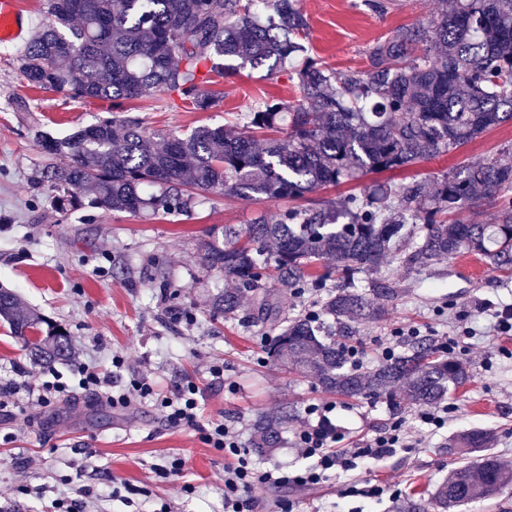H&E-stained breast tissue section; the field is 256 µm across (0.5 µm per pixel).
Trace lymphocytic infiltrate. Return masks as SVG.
<instances>
[{
    "label": "lymphocytic infiltrate",
    "instance_id": "obj_1",
    "mask_svg": "<svg viewBox=\"0 0 512 512\" xmlns=\"http://www.w3.org/2000/svg\"><path fill=\"white\" fill-rule=\"evenodd\" d=\"M80 389L100 397L113 408H125L147 401L159 406L171 427H195L200 422L199 388L187 382L174 395L155 389L151 379L134 373L129 383L111 389V380L95 368L80 365L75 369ZM66 383L43 382L40 386L18 388L14 383L0 384V410L7 408L26 413L50 406L58 394L67 392ZM332 405L308 408L295 434L294 448L309 467L289 471L280 467L260 468L244 448V428L221 421L209 422L203 429V439L210 448L232 457L234 463L224 471V512H252L250 492L259 486L309 488L337 475H347L362 465L380 461L393 454L412 452L419 444L417 433L408 431L402 423L380 429L355 448H340L329 426Z\"/></svg>",
    "mask_w": 512,
    "mask_h": 512
}]
</instances>
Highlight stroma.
Returning <instances> with one entry per match:
<instances>
[{
  "label": "stroma",
  "mask_w": 512,
  "mask_h": 512,
  "mask_svg": "<svg viewBox=\"0 0 512 512\" xmlns=\"http://www.w3.org/2000/svg\"><path fill=\"white\" fill-rule=\"evenodd\" d=\"M443 2L401 0L382 14L363 0H301V5L315 54L334 69L361 71L373 41L437 12ZM18 53V46H0V287L15 290L29 307L69 330L75 357L56 363L55 372L69 382L75 365L88 363L108 375L113 356L120 355L131 369L117 375L118 384L134 370L148 374L167 395L194 381L201 390L203 421L242 422L247 446L260 417L291 410L279 448L254 454L262 467L303 466L293 440L313 403L333 405L330 421L341 448L357 446L396 419L418 429L415 405L396 412L383 397L330 394L314 379L276 365L267 353L276 332L250 322L251 303L230 318L213 313L212 296L235 280L200 268L199 244L212 229L227 224L246 229L257 213L278 212L285 201L212 198L191 215L146 222L90 208L58 213L46 191L33 183L46 157L30 127L37 120L48 134L63 137L105 118L108 105L27 86L17 70ZM271 95L293 101L299 91L287 74L269 78L247 70L225 83L224 100L211 111L175 108L159 94L132 102L130 115L151 132L179 134L200 124L233 132L240 114ZM20 98L28 110L17 107ZM489 156L512 164V124L423 161L413 173L424 178ZM382 274L397 294L384 317L357 324L350 340L367 367L379 362L388 346L400 353L418 339L447 342L458 312L481 326L486 306L512 304V274L490 270L473 254L422 269L393 264ZM187 312L193 322L183 321ZM484 356L491 357V367H481ZM456 358L469 380L448 398L455 411L447 429L423 436L412 453L397 452L355 473V480L386 484L381 500L340 498L341 480L333 477L309 489L256 488V512H279L285 502L292 503L293 512H396V504L408 497L428 501L434 485L460 464L459 455L448 450L451 440L477 428L491 431L492 452L512 461V338L480 334L470 352ZM215 362L224 366L220 383L206 374ZM43 371L0 321V381L31 382ZM34 420L28 427L21 417L0 412V512H50L52 500L73 476L88 493L90 512H157L164 504L171 512H224L223 455L208 447L201 430L170 427L151 404L119 412L82 393L35 411ZM174 455L185 461L183 476L159 481L154 465ZM121 481L149 493H138L127 504L115 501L112 485ZM21 484L28 493L18 492Z\"/></svg>",
  "instance_id": "stroma-1"
}]
</instances>
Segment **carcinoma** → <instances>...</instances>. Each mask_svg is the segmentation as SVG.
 Instances as JSON below:
<instances>
[{"instance_id":"1","label":"carcinoma","mask_w":512,"mask_h":512,"mask_svg":"<svg viewBox=\"0 0 512 512\" xmlns=\"http://www.w3.org/2000/svg\"><path fill=\"white\" fill-rule=\"evenodd\" d=\"M436 16L376 40L368 68L338 71L308 54L310 25L298 0H46L48 22L17 58L30 87L54 88L75 100L111 102L112 117L61 138L34 135L48 158L35 184L62 213L84 208L144 215H189L207 195L298 200L322 186L359 184L369 173L403 171L512 124V0H446ZM289 75L299 98L270 97L247 112L251 131L283 132L264 147L222 126L199 125L156 141L125 118L133 101L158 93L208 112L224 92L216 79L264 69ZM62 158L66 163L58 165ZM495 203L491 222L460 217ZM480 256L493 271L512 270V165L482 158L421 181L363 186L341 203L314 201L261 214L246 234L228 225L203 243L209 272L237 281L216 294L213 312L233 315L252 295L256 320L280 333L270 357L347 398L389 394L394 407L439 404L468 379L448 350L418 343L378 365H352L345 343L354 324L379 319L394 298L385 277L369 289L351 278L392 263L432 266L450 256ZM334 261L310 279L309 268ZM273 269L284 290L325 287L342 279L321 309L280 317L265 280ZM0 320L24 350L47 364L74 356L66 328L0 288ZM47 326L33 341L29 333ZM291 414L256 423L254 448L269 453ZM493 435L470 430L452 448L466 457L432 493L437 512L512 492V463L489 452Z\"/></svg>"}]
</instances>
